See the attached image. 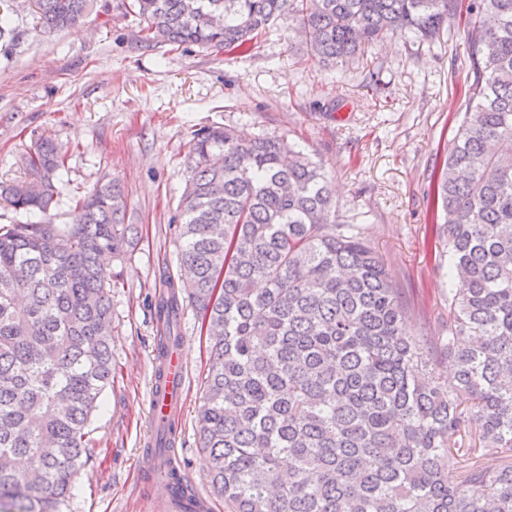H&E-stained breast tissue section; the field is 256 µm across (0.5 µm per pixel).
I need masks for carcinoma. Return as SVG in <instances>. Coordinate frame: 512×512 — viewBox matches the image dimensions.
<instances>
[{
    "mask_svg": "<svg viewBox=\"0 0 512 512\" xmlns=\"http://www.w3.org/2000/svg\"><path fill=\"white\" fill-rule=\"evenodd\" d=\"M0 0V41L18 38ZM49 35L95 0H35ZM146 37L235 50L282 16L320 61L388 36L440 40L459 0H132ZM465 112L435 180L438 237L457 287L430 347L379 254L339 221L319 161L280 137L194 134L176 216L189 282L159 304L158 357L180 344L183 301L210 367L198 411L212 494L229 512H512V0H468ZM0 202L37 222L0 230V508L60 512L92 455L112 383V283L135 226L113 182L56 224L54 140L23 156ZM450 373L453 390L444 382Z\"/></svg>",
    "mask_w": 512,
    "mask_h": 512,
    "instance_id": "cac0c4a2",
    "label": "carcinoma"
}]
</instances>
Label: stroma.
Returning <instances> with one entry per match:
<instances>
[{
	"mask_svg": "<svg viewBox=\"0 0 512 512\" xmlns=\"http://www.w3.org/2000/svg\"><path fill=\"white\" fill-rule=\"evenodd\" d=\"M16 44L0 43V181L24 179L21 154L39 139L62 150L55 221L98 181L127 196L138 244L112 286V383L92 421L93 456L75 475L63 512H154L143 471L155 432L147 404L157 343L155 303L178 277L170 220L185 186L193 134L222 126L252 137L281 136L320 160L338 218L383 257L407 305L411 335L448 333V248L431 218L433 181L464 114L468 34L456 27L440 44L395 35L348 64L327 67L279 20L249 49L206 50L144 39L122 0H96L72 28L44 35L23 0ZM382 90L373 94L369 74ZM179 323L187 366L176 420L180 466L209 495L197 446V415L209 366L194 308Z\"/></svg>",
	"mask_w": 512,
	"mask_h": 512,
	"instance_id": "1",
	"label": "stroma"
}]
</instances>
